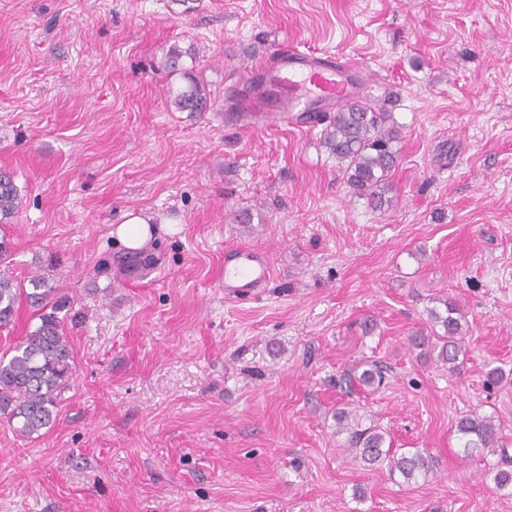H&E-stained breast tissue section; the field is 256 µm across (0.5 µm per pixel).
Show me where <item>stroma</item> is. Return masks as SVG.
Returning a JSON list of instances; mask_svg holds the SVG:
<instances>
[{"label":"stroma","instance_id":"1","mask_svg":"<svg viewBox=\"0 0 512 512\" xmlns=\"http://www.w3.org/2000/svg\"><path fill=\"white\" fill-rule=\"evenodd\" d=\"M291 45L363 68L392 113L391 207L351 195L320 128L225 120ZM191 77L209 111L171 106ZM1 166L8 271L68 297L76 369L39 438L0 421V512H512L498 454L455 433L475 411L512 441V0H0ZM128 211L173 230L127 251ZM238 244L275 277L228 302ZM446 296L454 373L408 341ZM365 360L383 385L348 390ZM348 403L433 476L354 460ZM21 204L13 175L6 170H0V224H7L15 218Z\"/></svg>","mask_w":512,"mask_h":512}]
</instances>
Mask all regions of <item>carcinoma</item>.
<instances>
[{"instance_id":"cac0c4a2","label":"carcinoma","mask_w":512,"mask_h":512,"mask_svg":"<svg viewBox=\"0 0 512 512\" xmlns=\"http://www.w3.org/2000/svg\"><path fill=\"white\" fill-rule=\"evenodd\" d=\"M170 102L180 112H204L209 95L201 83L193 81ZM400 140L401 129L391 113L363 98H353L330 117L322 144L336 161L350 193L380 210L392 204L389 178L398 163L396 145ZM21 204L13 175L0 170V224L15 218ZM30 284L29 288L23 287L0 268V328L14 322L22 305L38 320L34 330L0 355V418L6 420L17 437L27 440L53 424L75 369L74 353L63 319L58 316L64 307L62 295L42 275L32 277ZM439 303L444 311L434 308L429 310V316L432 326L442 327L443 332L413 336L410 344L453 372L459 367L462 353V314L451 298H442ZM345 381L351 388L373 389L382 383L383 371L376 363L363 370L355 367L346 373ZM336 425L349 431V451L365 464L385 465L390 474H399L408 484L425 481L434 471L435 461L429 455L384 447V432L376 427L361 428L355 409L336 410ZM455 433L466 458L478 450L500 451V461L492 467V480L500 490L512 488V459L502 448V435L492 417L465 414L457 421Z\"/></svg>"}]
</instances>
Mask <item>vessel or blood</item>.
<instances>
[{
	"label": "vessel or blood",
	"mask_w": 512,
	"mask_h": 512,
	"mask_svg": "<svg viewBox=\"0 0 512 512\" xmlns=\"http://www.w3.org/2000/svg\"><path fill=\"white\" fill-rule=\"evenodd\" d=\"M263 92L238 100L236 110L247 117L272 123L305 124L317 113L332 112L343 105L365 81L361 71L334 54L289 48L276 66L260 74ZM274 275L267 255L246 246L230 249L224 261V295L248 297Z\"/></svg>",
	"instance_id": "b4317fda"
}]
</instances>
